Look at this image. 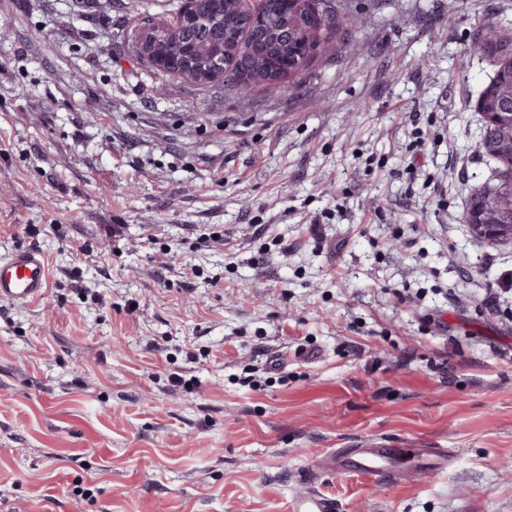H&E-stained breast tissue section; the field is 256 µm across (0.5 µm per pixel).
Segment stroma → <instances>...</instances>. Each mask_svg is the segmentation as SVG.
<instances>
[{
	"mask_svg": "<svg viewBox=\"0 0 512 512\" xmlns=\"http://www.w3.org/2000/svg\"><path fill=\"white\" fill-rule=\"evenodd\" d=\"M180 0H0V512H512V241L471 199L512 0H336L288 95L127 51ZM403 449L394 478L337 471ZM417 448H445V471ZM509 42H512V28L505 29L493 22H484L480 25L478 36L469 51L474 54H484L488 44ZM49 282L48 264L37 249L16 250L0 258V299L35 302L44 297ZM290 512H331L332 503L329 499L316 492H308L294 499Z\"/></svg>",
	"mask_w": 512,
	"mask_h": 512,
	"instance_id": "stroma-1",
	"label": "stroma"
}]
</instances>
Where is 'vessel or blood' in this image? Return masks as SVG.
<instances>
[{
	"label": "vessel or blood",
	"instance_id": "1",
	"mask_svg": "<svg viewBox=\"0 0 512 512\" xmlns=\"http://www.w3.org/2000/svg\"><path fill=\"white\" fill-rule=\"evenodd\" d=\"M49 282L48 264L37 249H21L0 258V299L22 304L40 300ZM396 455L393 448L358 450L345 456L343 470L374 480L388 474ZM290 512H332V504L323 495L309 492L292 501Z\"/></svg>",
	"mask_w": 512,
	"mask_h": 512
}]
</instances>
